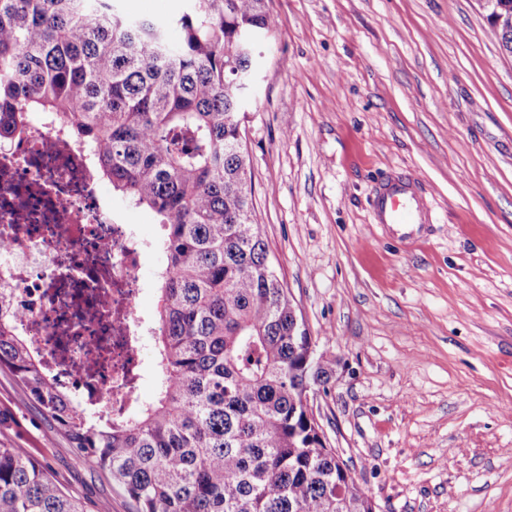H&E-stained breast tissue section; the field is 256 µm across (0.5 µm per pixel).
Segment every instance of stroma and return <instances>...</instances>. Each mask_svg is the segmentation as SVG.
Instances as JSON below:
<instances>
[{
  "mask_svg": "<svg viewBox=\"0 0 512 512\" xmlns=\"http://www.w3.org/2000/svg\"><path fill=\"white\" fill-rule=\"evenodd\" d=\"M245 113L256 219L317 353L312 401L377 512H512V55L481 0H269ZM437 221L398 243L371 190ZM0 445L132 512L0 369ZM374 223L387 224L405 242L418 234L425 224H434L433 212L416 190L410 172L389 178L374 189Z\"/></svg>",
  "mask_w": 512,
  "mask_h": 512,
  "instance_id": "obj_1",
  "label": "stroma"
}]
</instances>
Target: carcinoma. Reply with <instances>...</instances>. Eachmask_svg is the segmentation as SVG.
Listing matches in <instances>:
<instances>
[{
	"label": "carcinoma",
	"mask_w": 512,
	"mask_h": 512,
	"mask_svg": "<svg viewBox=\"0 0 512 512\" xmlns=\"http://www.w3.org/2000/svg\"><path fill=\"white\" fill-rule=\"evenodd\" d=\"M268 0H188L166 22L117 0H0V134L48 112L112 191L160 217L156 397L88 416L47 378L0 296V367L135 512H372L303 403L310 349L255 221L243 90ZM180 37L172 41L168 28ZM0 512H84L25 449L0 446Z\"/></svg>",
	"instance_id": "obj_1"
}]
</instances>
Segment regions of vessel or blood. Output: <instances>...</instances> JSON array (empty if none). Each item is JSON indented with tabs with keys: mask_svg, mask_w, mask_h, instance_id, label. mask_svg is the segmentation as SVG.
<instances>
[{
	"mask_svg": "<svg viewBox=\"0 0 512 512\" xmlns=\"http://www.w3.org/2000/svg\"><path fill=\"white\" fill-rule=\"evenodd\" d=\"M373 209L375 223L391 226L402 242L412 239L423 225L433 221V212L421 199L416 179L409 172L387 179L375 188Z\"/></svg>",
	"mask_w": 512,
	"mask_h": 512,
	"instance_id": "vessel-or-blood-1",
	"label": "vessel or blood"
}]
</instances>
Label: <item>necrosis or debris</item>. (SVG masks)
<instances>
[{
    "label": "necrosis or debris",
    "instance_id": "obj_1",
    "mask_svg": "<svg viewBox=\"0 0 512 512\" xmlns=\"http://www.w3.org/2000/svg\"><path fill=\"white\" fill-rule=\"evenodd\" d=\"M101 187L86 148L49 119L0 144V293L77 407L125 416L140 403V270L159 244Z\"/></svg>",
    "mask_w": 512,
    "mask_h": 512
}]
</instances>
